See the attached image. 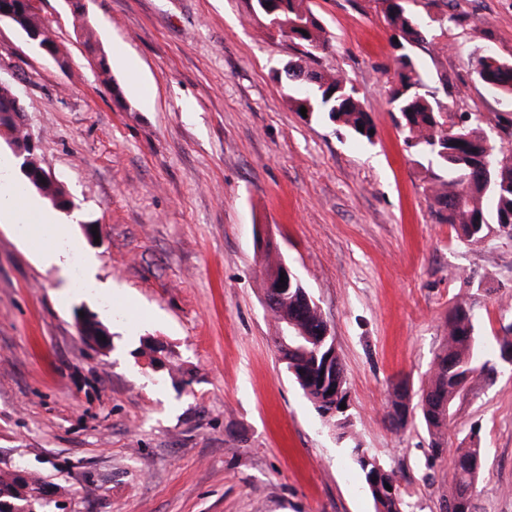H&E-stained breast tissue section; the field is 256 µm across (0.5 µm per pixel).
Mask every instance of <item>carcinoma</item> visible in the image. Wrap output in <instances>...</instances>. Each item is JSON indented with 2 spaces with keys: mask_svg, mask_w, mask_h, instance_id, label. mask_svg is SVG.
Returning a JSON list of instances; mask_svg holds the SVG:
<instances>
[{
  "mask_svg": "<svg viewBox=\"0 0 512 512\" xmlns=\"http://www.w3.org/2000/svg\"><path fill=\"white\" fill-rule=\"evenodd\" d=\"M390 30L397 80L391 89L397 124L407 133L405 144L427 161L429 172L426 200L436 221L451 225L457 238L468 244L481 243L491 225L512 237V148H497L486 155L482 141L487 133L477 119L466 121L450 132L445 106L429 90L428 82L415 64L413 49L425 43L420 14L410 0H377ZM251 12L268 21H277L279 34L288 38L301 54L300 62L283 70L288 102L300 111L304 107L343 127L353 137L372 141L374 129L355 86L345 77L318 71L310 64L318 62L330 39L306 0H251ZM479 82L494 95L512 100V61L492 67L480 57L475 63ZM0 129L22 146L29 131L22 108L8 86H0ZM45 197L60 209L71 201L56 182L47 181ZM279 330L291 324L296 340L276 336V349L303 393L323 416L335 401L327 396L328 387L321 380L326 353L322 349L332 339L321 340L315 330L327 328L320 308L304 287L293 288L288 296L269 305ZM447 336L435 355L426 382L418 390V402L411 409L429 436L431 449L439 453L448 433V415L453 401L464 389L468 376L477 371L479 349L478 324L474 305L467 299L457 301L446 321ZM403 394L395 389L388 401L387 419L391 426L408 423ZM357 464L375 503L376 512H403L400 484L394 472L375 458L361 452ZM482 470V449L473 444L456 449L453 460V486L445 500L444 512H475L474 492ZM47 483L37 478L21 480L17 473L0 472V512H52L41 504ZM395 494H390L389 489Z\"/></svg>",
  "mask_w": 512,
  "mask_h": 512,
  "instance_id": "carcinoma-1",
  "label": "carcinoma"
}]
</instances>
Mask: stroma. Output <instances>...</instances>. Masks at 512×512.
<instances>
[{"instance_id": "stroma-1", "label": "stroma", "mask_w": 512, "mask_h": 512, "mask_svg": "<svg viewBox=\"0 0 512 512\" xmlns=\"http://www.w3.org/2000/svg\"><path fill=\"white\" fill-rule=\"evenodd\" d=\"M85 2L84 19L41 0L55 60L1 23L0 81L73 203L59 213L82 245L72 277L92 255L127 302L64 291L0 222V470L28 468L67 512H375L359 447L397 473L407 512H442L454 450L475 438L477 512H512V366L498 343L512 238L494 228L470 246L436 223L390 104L375 0H308L331 40L320 67L355 86L370 142L290 107L279 76L296 54L249 0ZM431 14L415 50L431 89L498 139L512 101L474 65L489 51L512 60V0H438ZM263 238L327 322L347 431L277 353ZM461 298L476 303L485 369L455 399L436 456L420 420L396 430L384 411L400 381L424 383ZM81 311L108 327L107 351L79 336Z\"/></svg>"}]
</instances>
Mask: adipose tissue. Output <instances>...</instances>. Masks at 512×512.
Listing matches in <instances>:
<instances>
[{
    "mask_svg": "<svg viewBox=\"0 0 512 512\" xmlns=\"http://www.w3.org/2000/svg\"><path fill=\"white\" fill-rule=\"evenodd\" d=\"M0 212L9 214L26 246L43 265L57 267L60 277L69 279L71 256L80 250L79 241L73 237L70 225L60 222L50 207L20 197L5 160L0 161Z\"/></svg>",
    "mask_w": 512,
    "mask_h": 512,
    "instance_id": "1",
    "label": "adipose tissue"
}]
</instances>
